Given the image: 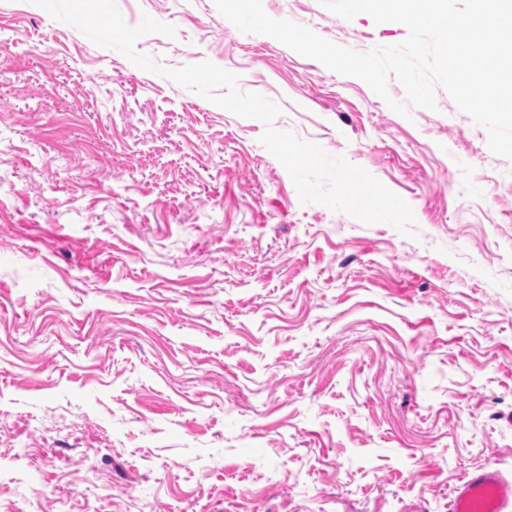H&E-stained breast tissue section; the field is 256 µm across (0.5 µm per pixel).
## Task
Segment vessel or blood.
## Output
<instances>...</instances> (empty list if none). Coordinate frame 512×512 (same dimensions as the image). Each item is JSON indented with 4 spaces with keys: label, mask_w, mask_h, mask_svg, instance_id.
<instances>
[{
    "label": "vessel or blood",
    "mask_w": 512,
    "mask_h": 512,
    "mask_svg": "<svg viewBox=\"0 0 512 512\" xmlns=\"http://www.w3.org/2000/svg\"><path fill=\"white\" fill-rule=\"evenodd\" d=\"M450 512H512V480L493 467L471 471L456 487Z\"/></svg>",
    "instance_id": "1"
}]
</instances>
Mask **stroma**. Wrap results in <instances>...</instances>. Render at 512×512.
Wrapping results in <instances>:
<instances>
[{"label":"stroma","mask_w":512,"mask_h":512,"mask_svg":"<svg viewBox=\"0 0 512 512\" xmlns=\"http://www.w3.org/2000/svg\"><path fill=\"white\" fill-rule=\"evenodd\" d=\"M262 3L359 53L408 35ZM117 6L419 237L301 203L260 121L0 0V512H449L466 473L512 479V159L444 89L404 117L396 78L382 99L214 0Z\"/></svg>","instance_id":"1"}]
</instances>
